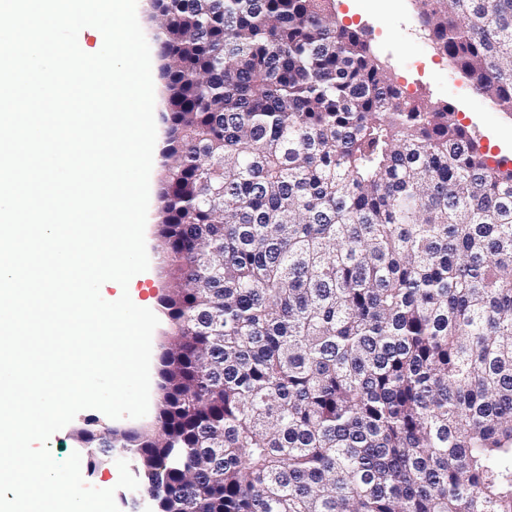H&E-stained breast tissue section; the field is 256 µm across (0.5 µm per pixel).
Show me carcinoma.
Here are the masks:
<instances>
[{
    "instance_id": "obj_1",
    "label": "carcinoma",
    "mask_w": 512,
    "mask_h": 512,
    "mask_svg": "<svg viewBox=\"0 0 512 512\" xmlns=\"http://www.w3.org/2000/svg\"><path fill=\"white\" fill-rule=\"evenodd\" d=\"M512 113V0H415ZM163 80L158 512H512V168L335 0H152Z\"/></svg>"
}]
</instances>
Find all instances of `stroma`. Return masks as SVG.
I'll use <instances>...</instances> for the list:
<instances>
[{
    "instance_id": "obj_1",
    "label": "stroma",
    "mask_w": 512,
    "mask_h": 512,
    "mask_svg": "<svg viewBox=\"0 0 512 512\" xmlns=\"http://www.w3.org/2000/svg\"><path fill=\"white\" fill-rule=\"evenodd\" d=\"M336 13L343 24L366 28L373 47L403 77L416 94L449 104L458 119L469 126L482 148L512 159V115L501 112L479 96L470 82L446 59L435 55L430 42L421 37L413 0H336ZM157 220L148 217L145 239L149 275L137 281L140 300L160 312L159 299L171 287L161 255L156 249ZM122 451L97 468H82L84 481L100 489H114L119 512H149V502H136L133 491L117 488V459Z\"/></svg>"
}]
</instances>
